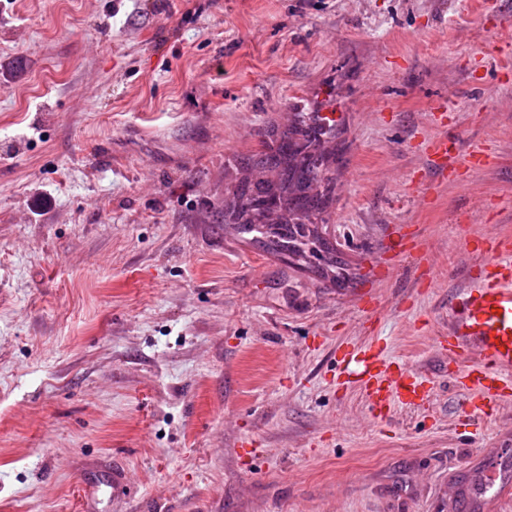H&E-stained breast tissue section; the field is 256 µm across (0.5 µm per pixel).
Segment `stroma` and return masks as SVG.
I'll use <instances>...</instances> for the list:
<instances>
[{
    "mask_svg": "<svg viewBox=\"0 0 512 512\" xmlns=\"http://www.w3.org/2000/svg\"><path fill=\"white\" fill-rule=\"evenodd\" d=\"M510 69L512 0H0V512H83L116 465L96 512H459L512 449L436 345L467 245L512 237ZM304 112L339 269L224 221ZM395 226L421 258L383 281ZM369 345L432 402L374 415ZM456 147V142L445 135L428 141L427 153L430 156L431 165L440 174L448 175V154Z\"/></svg>",
    "mask_w": 512,
    "mask_h": 512,
    "instance_id": "obj_1",
    "label": "stroma"
}]
</instances>
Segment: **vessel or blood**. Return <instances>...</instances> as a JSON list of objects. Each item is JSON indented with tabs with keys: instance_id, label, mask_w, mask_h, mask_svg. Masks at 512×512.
Here are the masks:
<instances>
[{
	"instance_id": "b4317fda",
	"label": "vessel or blood",
	"mask_w": 512,
	"mask_h": 512,
	"mask_svg": "<svg viewBox=\"0 0 512 512\" xmlns=\"http://www.w3.org/2000/svg\"><path fill=\"white\" fill-rule=\"evenodd\" d=\"M456 147L448 136L432 138L427 153L432 167L448 172V155ZM390 247L395 258L383 266L384 275H392L399 262L420 253L421 241L412 234L394 230ZM490 258L479 265H467L466 285L450 300V327L439 349L447 355L451 376L464 392L466 415L476 414L479 403L496 404L507 399L512 388V239L493 238ZM369 378L366 391L375 405H382L386 392L413 400L433 398V388L424 387L420 377L404 368L387 363L376 351H367Z\"/></svg>"
}]
</instances>
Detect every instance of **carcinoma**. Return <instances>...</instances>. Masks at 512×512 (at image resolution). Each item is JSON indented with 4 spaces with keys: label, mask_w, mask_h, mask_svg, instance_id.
I'll list each match as a JSON object with an SVG mask.
<instances>
[{
    "label": "carcinoma",
    "mask_w": 512,
    "mask_h": 512,
    "mask_svg": "<svg viewBox=\"0 0 512 512\" xmlns=\"http://www.w3.org/2000/svg\"><path fill=\"white\" fill-rule=\"evenodd\" d=\"M334 138L331 126L299 116L280 134L278 147L269 146L258 154L255 165L265 169L268 177L256 183L244 179L235 186L233 201L224 210V223L249 229L264 223L265 210L273 206L280 223L297 228V234L280 241V250L288 255L304 252L305 246L314 243L306 225L333 200L335 183L323 173L332 161L329 143Z\"/></svg>",
    "instance_id": "cac0c4a2"
}]
</instances>
